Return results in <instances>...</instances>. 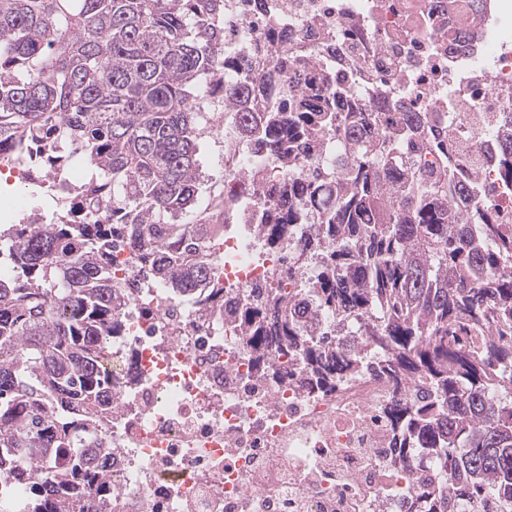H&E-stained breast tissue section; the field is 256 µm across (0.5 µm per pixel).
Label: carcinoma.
<instances>
[{"label":"carcinoma","instance_id":"1","mask_svg":"<svg viewBox=\"0 0 512 512\" xmlns=\"http://www.w3.org/2000/svg\"><path fill=\"white\" fill-rule=\"evenodd\" d=\"M226 0H0V145L32 168L73 157L93 169L60 183L67 209L53 224L0 228L13 272L0 277V477L29 486L19 512H108L93 439L112 413L101 363L127 300L112 287V244L134 241L157 284L215 307L197 236L242 218L228 193L198 208L197 141L208 133L219 79L236 134L262 145L251 167L290 175L252 186L263 244L284 247L308 228L315 278L238 299L232 315L256 347L299 345L303 292L344 329L363 321L383 369L422 378L428 402L397 412L401 453L441 469L409 512H512V224L472 174L448 163V135L425 112L341 113L347 91L318 101L298 90L300 62L256 82L243 54L224 62ZM512 180V136L497 142ZM110 224H77L71 201ZM175 246H168L169 241ZM462 336L482 337L475 348ZM324 387L357 363L354 349L310 342L300 353ZM100 475L75 484L77 475Z\"/></svg>","mask_w":512,"mask_h":512}]
</instances>
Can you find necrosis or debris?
I'll return each instance as SVG.
<instances>
[{"mask_svg": "<svg viewBox=\"0 0 512 512\" xmlns=\"http://www.w3.org/2000/svg\"><path fill=\"white\" fill-rule=\"evenodd\" d=\"M511 20L507 0H263L231 10L226 48L267 64L305 60L310 96L324 94L328 75L348 86L351 104L400 97L408 111L434 113L457 162L484 175L512 120ZM210 130L225 171L242 177L232 186L241 202L250 182H281L276 168L251 174L257 147L236 138L224 113ZM261 243L249 221L209 240L225 305L287 276L304 240L273 251ZM112 284L129 305L103 355L114 398L100 442L110 512H406L424 479L440 481L399 450L395 413L426 399L427 385L376 369L360 324L340 335L319 320L326 346L343 342L361 357L319 389L298 354L256 350L230 316L158 287L130 243L112 249Z\"/></svg>", "mask_w": 512, "mask_h": 512, "instance_id": "1", "label": "necrosis or debris"}]
</instances>
